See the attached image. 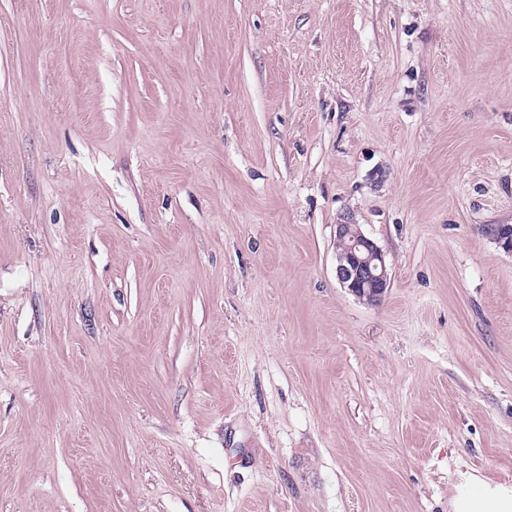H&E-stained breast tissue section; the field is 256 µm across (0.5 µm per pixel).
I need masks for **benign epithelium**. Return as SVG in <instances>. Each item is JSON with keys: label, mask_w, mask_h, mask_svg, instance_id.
<instances>
[{"label": "benign epithelium", "mask_w": 512, "mask_h": 512, "mask_svg": "<svg viewBox=\"0 0 512 512\" xmlns=\"http://www.w3.org/2000/svg\"><path fill=\"white\" fill-rule=\"evenodd\" d=\"M336 278L356 298L379 303L390 286L385 255L357 224H338L335 231Z\"/></svg>", "instance_id": "obj_1"}]
</instances>
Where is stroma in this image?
I'll list each match as a JSON object with an SVG mask.
<instances>
[{
    "label": "stroma",
    "instance_id": "obj_1",
    "mask_svg": "<svg viewBox=\"0 0 512 512\" xmlns=\"http://www.w3.org/2000/svg\"><path fill=\"white\" fill-rule=\"evenodd\" d=\"M490 224L512 0H0V512L511 499ZM336 278L359 300L378 304L390 286L385 255L357 224H339L335 231Z\"/></svg>",
    "mask_w": 512,
    "mask_h": 512
}]
</instances>
